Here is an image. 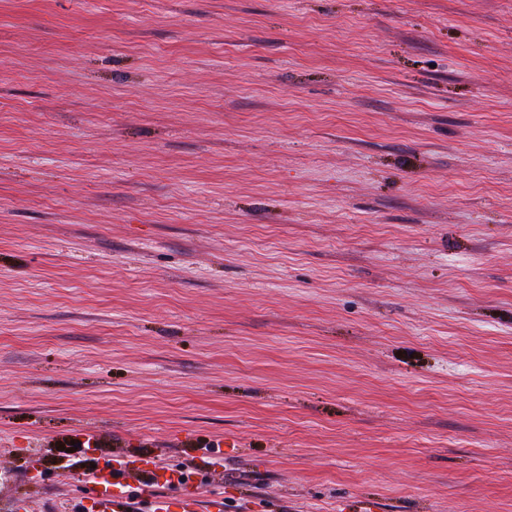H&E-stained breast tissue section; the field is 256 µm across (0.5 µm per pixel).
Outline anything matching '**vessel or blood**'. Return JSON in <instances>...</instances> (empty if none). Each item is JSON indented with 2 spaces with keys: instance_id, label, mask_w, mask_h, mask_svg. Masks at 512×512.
Here are the masks:
<instances>
[{
  "instance_id": "obj_1",
  "label": "vessel or blood",
  "mask_w": 512,
  "mask_h": 512,
  "mask_svg": "<svg viewBox=\"0 0 512 512\" xmlns=\"http://www.w3.org/2000/svg\"><path fill=\"white\" fill-rule=\"evenodd\" d=\"M143 485V471L123 459H108L91 475L89 487L93 512H128L129 503ZM151 512H222L221 506L202 508L198 485L176 484L166 496L151 497Z\"/></svg>"
}]
</instances>
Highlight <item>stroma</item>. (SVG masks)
<instances>
[{"label":"stroma","instance_id":"35a3bbf8","mask_svg":"<svg viewBox=\"0 0 512 512\" xmlns=\"http://www.w3.org/2000/svg\"><path fill=\"white\" fill-rule=\"evenodd\" d=\"M105 453L512 512V0H0V512Z\"/></svg>","mask_w":512,"mask_h":512}]
</instances>
